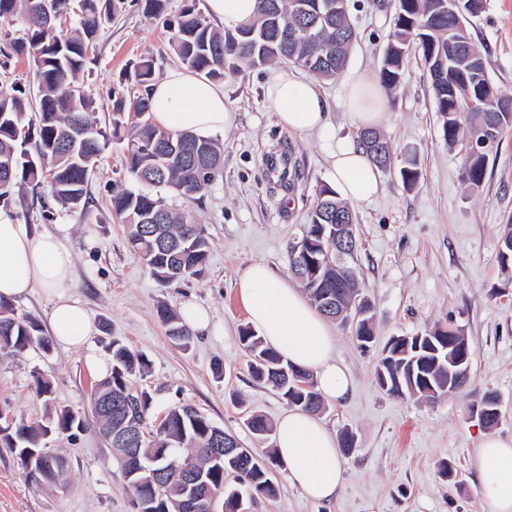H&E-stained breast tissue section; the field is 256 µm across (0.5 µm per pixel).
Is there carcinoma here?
I'll return each mask as SVG.
<instances>
[{"instance_id": "cac0c4a2", "label": "carcinoma", "mask_w": 512, "mask_h": 512, "mask_svg": "<svg viewBox=\"0 0 512 512\" xmlns=\"http://www.w3.org/2000/svg\"><path fill=\"white\" fill-rule=\"evenodd\" d=\"M41 2L0 0V207L8 209L14 197L35 196L46 186L53 200L65 208L87 205L91 171L111 139L126 143L125 169L138 183L144 185L146 177L157 176L162 186L189 199L206 190L221 173L223 148L206 135L172 133L154 123L150 107L153 56L141 58L128 82L112 89V122L107 130L98 127L94 102L82 90L86 68L94 61L96 37L112 22L124 0H49L48 14ZM329 2L257 0L250 23L224 29L214 26L195 5H186L170 24L169 64L221 79L227 71L287 60L317 78H332L344 70L356 35L344 16L327 8ZM470 2L445 0L446 10L438 14L435 0H397L379 81L385 92L397 91L404 80L409 48L416 45L421 49L445 139L449 146L464 150L463 179L474 189L484 182L491 146L512 127V113L496 111L506 96L490 81L486 59L469 36ZM71 11L79 22L68 30L63 18ZM17 15L27 23L18 37L3 27ZM21 55L29 56L35 69L34 103L18 82L8 77L12 61ZM468 55L476 65L459 67L460 57ZM32 111L36 112L34 120L29 118ZM486 124L493 126L491 145L474 154L470 143ZM377 141L383 145L381 157L374 149ZM171 144L182 148L183 159L169 157L166 149ZM359 144L378 170L392 165L391 147L377 131H360ZM400 176L409 188L417 184L420 169L416 157L404 159ZM111 206L127 225L130 247L157 279L173 283L202 274L211 244L191 211H172L149 192L116 184L111 189ZM155 214L162 216L161 223H150ZM338 215L343 216V223H354L350 205L336 196L335 189L322 188L298 241L309 239L333 253L336 242L327 236L320 239L315 233L320 224L336 223ZM334 263L333 257L331 265L316 276L306 275L301 284L317 309H322L321 299L330 295L340 308L353 310L360 297L355 254L347 256L343 274L336 273ZM499 263L502 272L512 273V224L502 238ZM157 314L175 346L186 349L194 343L193 331L172 308L162 304ZM452 328L449 321L411 336L408 343L392 340L375 370L376 379L383 373L389 379L384 392L427 400L448 394L444 354ZM239 342L254 382L274 388L291 407L315 415L323 411L313 372L285 361L249 325L240 329ZM33 346L45 351L51 346L39 320L17 313L13 303L0 300V354L20 356ZM109 352L112 368L92 392L91 415L120 455L137 448L141 461L169 472L167 484L157 487L149 474L137 473L129 462L121 461L132 497L149 503L145 512H185L180 476L187 467L202 473L211 494L223 500L224 512H240L237 491L250 502L276 495L272 474L281 466L276 455L254 453L250 464L229 456L213 458L209 449L232 436L191 406L170 408L149 435L125 441L124 430L143 423L151 406L148 392H139L132 384V377L146 374L149 365L117 339L112 340ZM296 376L307 387L297 386ZM84 427L83 415L66 407L49 412L46 424L1 411L0 446L19 458L26 479L54 483L66 472L67 461L47 454L43 440L54 431L73 435ZM247 427L258 439L273 432L271 423L257 413L247 418Z\"/></svg>"}]
</instances>
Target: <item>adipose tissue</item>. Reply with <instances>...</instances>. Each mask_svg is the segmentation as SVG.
Here are the masks:
<instances>
[{
	"label": "adipose tissue",
	"instance_id": "obj_1",
	"mask_svg": "<svg viewBox=\"0 0 512 512\" xmlns=\"http://www.w3.org/2000/svg\"><path fill=\"white\" fill-rule=\"evenodd\" d=\"M267 96L280 124L289 131L310 134L327 125V104L314 83L281 74ZM350 116L357 128H374L383 118L378 84L373 76L350 86ZM152 117L171 132L226 131L233 122L223 89L182 68L170 69L152 84ZM337 193L359 205L381 188L377 169L365 149L352 142L339 145L331 156ZM67 225L39 231L14 213L0 209V298L12 303L41 291L49 300V334L64 349L81 350L87 364L106 375L107 365L88 340L95 322L67 288L73 253L66 244ZM237 296L253 329L288 361L312 371L321 395L342 400L351 381L336 361V339L326 318L303 293L263 263L245 267L237 276ZM274 453L288 469L289 482L308 498L333 499L342 485L343 469L335 435L314 415L298 409L277 421ZM483 512H512V438L483 435L473 456Z\"/></svg>",
	"mask_w": 512,
	"mask_h": 512
}]
</instances>
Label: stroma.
<instances>
[{"label":"stroma","mask_w":512,"mask_h":512,"mask_svg":"<svg viewBox=\"0 0 512 512\" xmlns=\"http://www.w3.org/2000/svg\"><path fill=\"white\" fill-rule=\"evenodd\" d=\"M349 6L357 40L345 70L318 83L330 104L323 131L303 136L288 131L267 98L278 74L301 73V66L284 60L221 79L235 112L232 129L218 135L224 145L222 177L193 200L162 193L169 207L191 210L206 228L211 250L201 277L161 283L131 250L126 227L107 201L112 185H134L125 171L122 143L111 142L101 154L87 207L56 209L53 220L71 227V292L94 316L91 347L106 360L109 343L118 338L149 362L148 373L133 382L152 397L150 418L177 403L193 405L260 456L274 441L254 437L247 416L260 413L274 421L287 404L249 375L239 343L247 313L235 282L241 270L258 261L289 276L288 244L300 237L320 189L333 184L329 155L341 140L357 137L347 85L378 73L395 9L377 7L373 0H349ZM470 32L492 83L512 97V0H485ZM169 37L162 20L134 0L100 31L95 62L82 84L98 104L99 127L111 123L113 84L142 57L168 55ZM383 103L380 131L395 160L417 155L421 177L408 188L398 170L381 173L377 198L352 208L359 242L356 269L361 293L373 307L376 338L362 346L350 327L334 323L336 357L352 389L343 402H327L321 418L333 433L352 432L357 446L342 458L344 483L332 500L307 499L280 466L273 475L276 497L250 504V512H482L471 466L474 450L482 434L512 437V281L499 265L502 236L512 223V130L488 154L486 178L473 189L462 178V152L444 137L418 49L409 53L401 88ZM283 148L297 171L287 194L268 182L265 171L266 156ZM12 209L38 230L53 223L42 220L40 207L16 202ZM187 300L209 306L216 329L183 350L167 336L156 307L164 302L177 309ZM446 320L461 326L468 339L469 385L433 402L381 390L374 372L384 346ZM37 371L50 379L51 397L36 394L32 375ZM98 380L78 351L55 346L46 353L34 347L20 357L0 356V408L39 423L53 405L82 412ZM489 396L499 400L502 414L492 428L472 414ZM46 448L68 462L63 481L55 485L26 480L17 456L0 447V512H133L124 474L94 420L76 435H49ZM445 463L453 477L443 474Z\"/></svg>","instance_id":"obj_1"}]
</instances>
